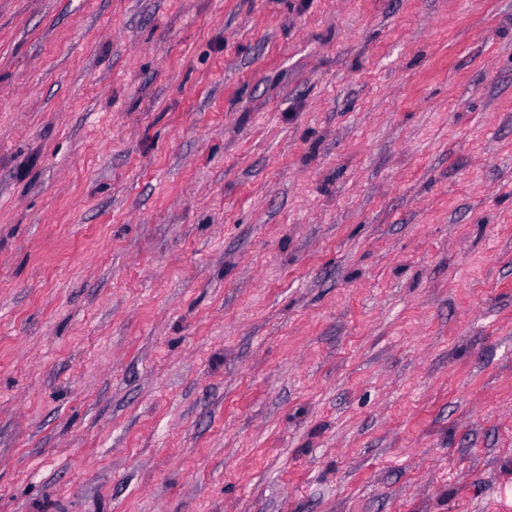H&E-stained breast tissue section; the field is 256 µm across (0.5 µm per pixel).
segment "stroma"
Returning a JSON list of instances; mask_svg holds the SVG:
<instances>
[{
  "instance_id": "35a3bbf8",
  "label": "stroma",
  "mask_w": 512,
  "mask_h": 512,
  "mask_svg": "<svg viewBox=\"0 0 512 512\" xmlns=\"http://www.w3.org/2000/svg\"><path fill=\"white\" fill-rule=\"evenodd\" d=\"M0 512H512V0H0Z\"/></svg>"
}]
</instances>
